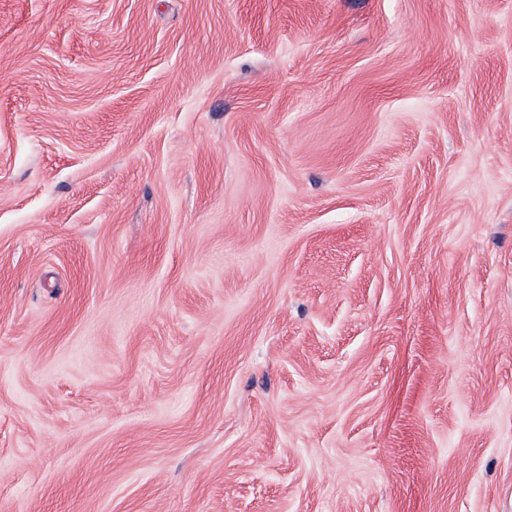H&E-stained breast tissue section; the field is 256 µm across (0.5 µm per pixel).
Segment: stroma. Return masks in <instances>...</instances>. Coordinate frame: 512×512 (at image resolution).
<instances>
[{"mask_svg": "<svg viewBox=\"0 0 512 512\" xmlns=\"http://www.w3.org/2000/svg\"><path fill=\"white\" fill-rule=\"evenodd\" d=\"M0 512H512V0H0Z\"/></svg>", "mask_w": 512, "mask_h": 512, "instance_id": "1", "label": "stroma"}]
</instances>
